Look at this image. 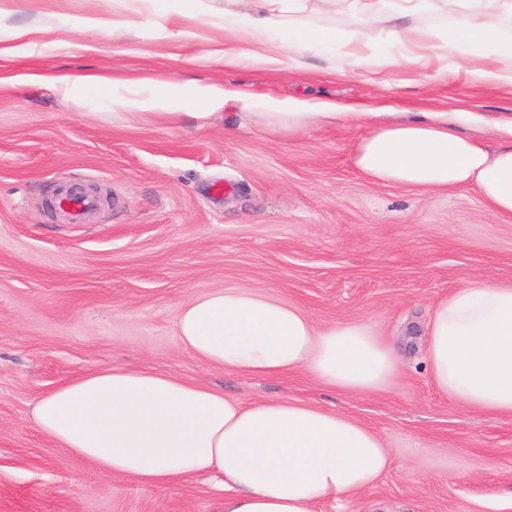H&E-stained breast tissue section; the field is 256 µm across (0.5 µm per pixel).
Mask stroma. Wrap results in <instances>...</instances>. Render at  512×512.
Listing matches in <instances>:
<instances>
[{
  "mask_svg": "<svg viewBox=\"0 0 512 512\" xmlns=\"http://www.w3.org/2000/svg\"><path fill=\"white\" fill-rule=\"evenodd\" d=\"M167 24L137 0H0V512H220L209 474L158 488L99 474L46 438L33 403L91 371L127 367L201 383L248 405L291 398L358 418L393 464L373 487L316 512H512V417L465 409L422 364L434 301L464 282L512 284V217L470 188L422 192L363 179L359 131L343 124L288 139L228 114L211 125L113 120L108 95L79 101L24 82L44 71L190 80L254 96L463 108L512 118V87L477 85L443 54L407 70L375 34L370 63L337 68L342 48L273 70L225 26L224 0H171ZM133 26L119 40L112 19ZM34 35L19 38V31ZM247 58L225 64L221 50ZM92 186L80 223L62 186ZM260 289L317 324H371L397 346L404 376L381 394L338 393L304 372L245 376L185 350L176 322L191 295Z\"/></svg>",
  "mask_w": 512,
  "mask_h": 512,
  "instance_id": "stroma-1",
  "label": "stroma"
}]
</instances>
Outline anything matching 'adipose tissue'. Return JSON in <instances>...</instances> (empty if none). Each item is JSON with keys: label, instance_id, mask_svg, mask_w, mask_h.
Segmentation results:
<instances>
[{"label": "adipose tissue", "instance_id": "obj_1", "mask_svg": "<svg viewBox=\"0 0 512 512\" xmlns=\"http://www.w3.org/2000/svg\"><path fill=\"white\" fill-rule=\"evenodd\" d=\"M307 0H224V15L244 39L266 46L275 28L292 34L290 52L262 56L274 69L295 67L311 46L342 45L343 61L363 65L359 45L385 32L402 65H421L432 49L451 52L469 82L512 86V0H317L324 15L347 14L349 28L303 22ZM428 12L446 25L424 27ZM36 83L83 99L112 96V117L179 122L187 101L202 124L228 108L246 120L295 138L345 123L360 129L352 165L365 180L421 191L472 188L502 216H512V120L493 125L500 145L487 150L473 112H420L377 120L363 107L303 98H253L212 82L190 81L160 93L145 81L120 82L91 72L40 74ZM177 334L196 358L249 376L302 370L344 393H384L402 374L399 351L369 325H317L303 308L260 290L219 289L192 296ZM424 362L435 387L474 411L512 416V284L467 282L431 307ZM32 420L49 439L90 460L104 474L165 487L188 477L223 475L222 512H314L323 500L351 498L388 469L384 439L356 418L291 399L242 405L209 386L139 369L85 374L39 398Z\"/></svg>", "mask_w": 512, "mask_h": 512}]
</instances>
